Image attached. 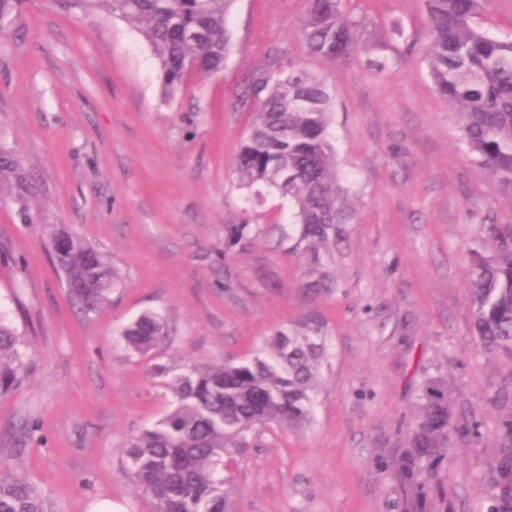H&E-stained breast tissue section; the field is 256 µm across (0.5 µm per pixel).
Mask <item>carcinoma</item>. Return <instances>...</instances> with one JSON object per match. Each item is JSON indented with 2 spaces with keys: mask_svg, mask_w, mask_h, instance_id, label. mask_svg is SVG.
Wrapping results in <instances>:
<instances>
[{
  "mask_svg": "<svg viewBox=\"0 0 512 512\" xmlns=\"http://www.w3.org/2000/svg\"><path fill=\"white\" fill-rule=\"evenodd\" d=\"M137 26L163 75L162 94L172 98L194 75L224 69L231 36L226 27L234 0H83ZM343 0H306L301 32L307 50L329 60L352 53L361 23ZM489 0H426L430 76L437 94L459 117L467 153L512 190V39L489 36L478 27ZM330 95L325 85L278 52L246 81L239 104L250 110L249 134L237 156L243 185L267 186L288 199L296 223L285 239L303 267L309 296L335 286L331 265L344 220L336 207L335 149L329 138ZM10 185L23 224L38 223L35 193L17 155L0 145V180ZM228 240L253 243L248 224L226 228ZM495 248L470 249L473 333L490 352L512 359V224H489ZM55 263L70 298L93 309L115 287L111 265L70 232L52 237ZM162 325L145 313L122 332L142 355L159 341ZM329 357L322 327L313 318L274 331L247 357L192 367L168 383L173 408L156 425L131 437V474L154 512H231L221 477L224 455L249 446L248 435L276 424L301 431L314 420L320 371ZM16 331L0 321V397L24 371ZM455 407L446 381L425 378L401 460L405 481L419 479L450 443ZM501 452L494 465L493 512H512V415L500 422ZM0 512H54L29 480L0 467Z\"/></svg>",
  "mask_w": 512,
  "mask_h": 512,
  "instance_id": "obj_1",
  "label": "carcinoma"
}]
</instances>
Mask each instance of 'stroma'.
I'll return each instance as SVG.
<instances>
[{
    "label": "stroma",
    "mask_w": 512,
    "mask_h": 512,
    "mask_svg": "<svg viewBox=\"0 0 512 512\" xmlns=\"http://www.w3.org/2000/svg\"><path fill=\"white\" fill-rule=\"evenodd\" d=\"M362 22L358 53L310 54L304 0H235L221 73L194 77L164 99L139 30L72 0H21L0 36V144L14 150L41 209L21 223L0 190V316L27 369L0 399V460L29 476L58 512L112 500L152 512L131 482L129 438L170 409L171 376L243 358L277 329L314 317L329 360L314 422L253 433L224 464L235 512H488L498 455L497 392L512 361L471 333L469 249L486 224H512V193L467 154L458 117L428 72L424 0H345ZM330 94L337 204L347 215L336 288L314 298L279 228L287 199L244 187L235 161L250 117L246 77L271 50ZM228 224L260 226L246 248L225 247ZM68 228L119 281L95 310L69 297L50 241ZM164 321L145 355L125 325ZM448 382L460 420L424 489L402 480L415 392Z\"/></svg>",
    "instance_id": "1"
}]
</instances>
